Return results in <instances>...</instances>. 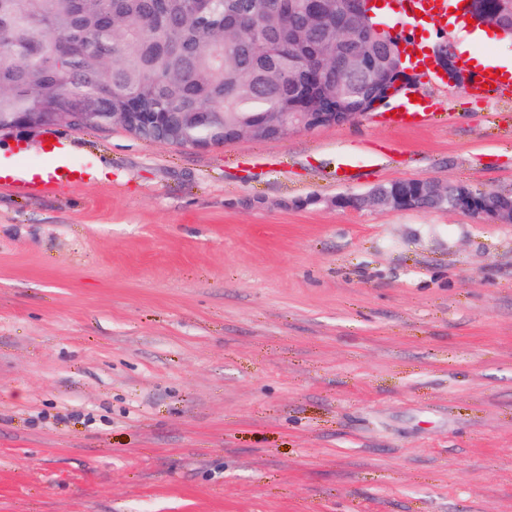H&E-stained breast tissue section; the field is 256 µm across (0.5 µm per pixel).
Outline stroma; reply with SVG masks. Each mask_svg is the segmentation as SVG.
Masks as SVG:
<instances>
[{
  "mask_svg": "<svg viewBox=\"0 0 512 512\" xmlns=\"http://www.w3.org/2000/svg\"><path fill=\"white\" fill-rule=\"evenodd\" d=\"M414 92L454 122L0 133V158L45 169L60 138L105 171L0 184V512H512V224L334 204L512 193V94ZM349 147L381 158L341 181ZM402 194H393L390 196H384L380 188H375L369 191L367 194L360 197H352L346 195H337L334 203L336 207L345 208L352 206H366V207H376L383 202L394 210L400 211H409V210H418V209H427L421 206H414L415 202L412 199L407 200L408 207H399V201L401 200L400 196Z\"/></svg>",
  "mask_w": 512,
  "mask_h": 512,
  "instance_id": "35a3bbf8",
  "label": "stroma"
}]
</instances>
